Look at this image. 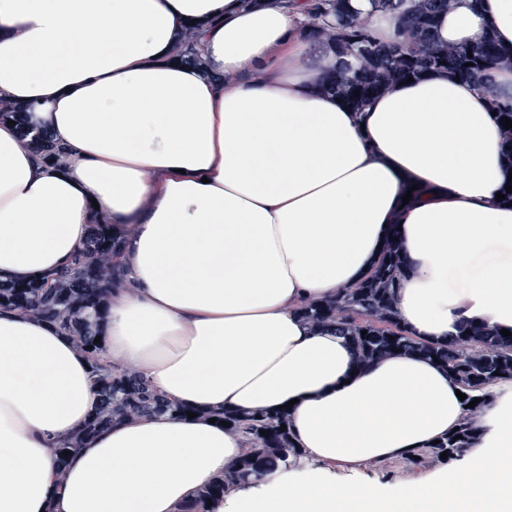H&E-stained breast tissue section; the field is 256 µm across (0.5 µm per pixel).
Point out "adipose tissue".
<instances>
[{
    "label": "adipose tissue",
    "mask_w": 512,
    "mask_h": 512,
    "mask_svg": "<svg viewBox=\"0 0 512 512\" xmlns=\"http://www.w3.org/2000/svg\"><path fill=\"white\" fill-rule=\"evenodd\" d=\"M351 3L375 41L406 40L401 11ZM300 19L283 0H0V96L68 152L39 162L0 123V280L64 268L89 224L110 223L125 280L105 359L189 407L289 405L301 457L211 512H512V381L492 385L454 470L381 484L361 469L461 422L458 385L409 355L357 369L298 313L361 280L396 225L407 331H512V206L496 198L512 173L490 107L512 98V58L485 86L429 74L355 112L321 91L342 57ZM194 23L201 68L176 57ZM436 35L510 49L512 0H457ZM96 401L66 336L0 309V512H181L245 451L209 421L147 417L86 442L57 483L52 443Z\"/></svg>",
    "instance_id": "obj_1"
}]
</instances>
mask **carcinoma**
<instances>
[{
  "instance_id": "carcinoma-1",
  "label": "carcinoma",
  "mask_w": 512,
  "mask_h": 512,
  "mask_svg": "<svg viewBox=\"0 0 512 512\" xmlns=\"http://www.w3.org/2000/svg\"><path fill=\"white\" fill-rule=\"evenodd\" d=\"M454 2L414 0L404 12L411 40L381 45L373 40L367 24L355 19L350 0H308L302 27L313 28V34L336 42L341 54L356 59V63L345 62L329 73L323 89L360 112L400 79L435 72L457 75L462 80L477 79L504 49L490 37L470 48L437 44L435 19ZM199 46L197 27H186L177 51L179 60L203 67ZM0 120L15 122L21 140L37 160L59 163L66 159L65 148L51 135L31 128L22 106L0 97ZM395 237L394 232L392 239L386 240L369 272L357 284L338 290L330 298L303 305L300 313L312 330L330 329L344 337L352 349L354 365L360 369L397 352L429 360L437 357L438 364L454 373L462 393L467 395L464 404L477 398L480 402L466 409L459 430L448 432L426 451L411 453L407 461L418 465L428 457H441L443 452L449 459L458 458L478 440L474 418L490 403L489 387L512 380V335L505 337L497 329L463 323L446 342L413 337L401 325L395 305L407 270L406 255ZM121 247L122 240L111 231V225L91 224L82 248L67 267L25 282L0 281V309H17L52 323L91 363L98 405L78 432L54 443V465L60 481L85 442L112 426L155 415L184 417L190 410L157 392L135 368L100 359L103 343L96 344L94 339H105L112 289L124 279L119 261ZM190 411L200 419L229 423V428L243 435L246 449L237 466L204 486L184 512H204L205 503L223 497L226 486L246 483L290 457H299L285 410L258 414H240L228 408ZM66 450L71 455H63Z\"/></svg>"
}]
</instances>
